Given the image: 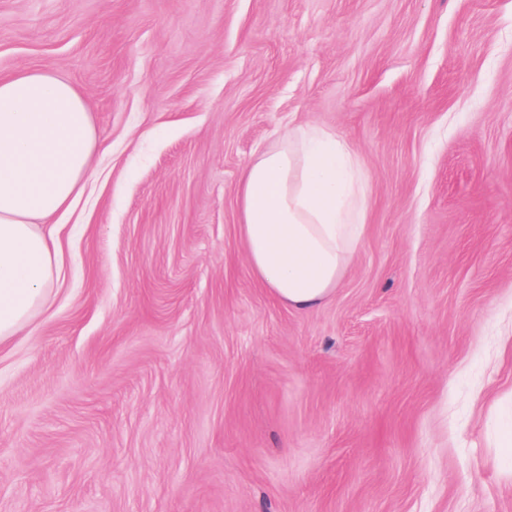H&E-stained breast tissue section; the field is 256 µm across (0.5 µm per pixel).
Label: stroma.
<instances>
[{"label":"stroma","instance_id":"1","mask_svg":"<svg viewBox=\"0 0 512 512\" xmlns=\"http://www.w3.org/2000/svg\"><path fill=\"white\" fill-rule=\"evenodd\" d=\"M22 68L100 148L0 345V512H512V0H0ZM295 124L369 181L310 310L238 232Z\"/></svg>","mask_w":512,"mask_h":512}]
</instances>
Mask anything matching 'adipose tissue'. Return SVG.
<instances>
[{
    "instance_id": "adipose-tissue-1",
    "label": "adipose tissue",
    "mask_w": 512,
    "mask_h": 512,
    "mask_svg": "<svg viewBox=\"0 0 512 512\" xmlns=\"http://www.w3.org/2000/svg\"><path fill=\"white\" fill-rule=\"evenodd\" d=\"M95 149L70 81L30 69L0 79V344L46 303L63 258L43 227L72 208ZM367 189L361 159L335 132L283 129L239 179L238 229L255 280L296 310L328 300L367 235Z\"/></svg>"
}]
</instances>
